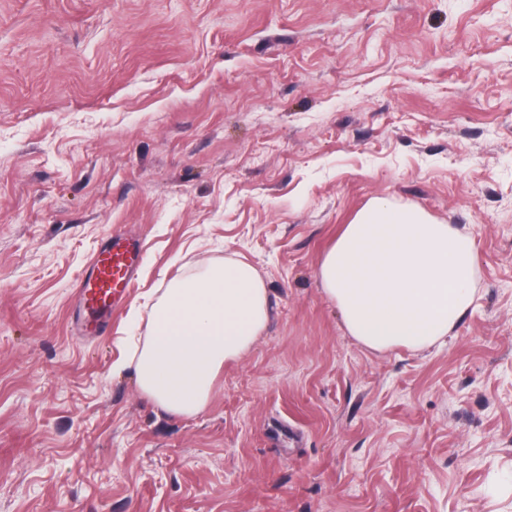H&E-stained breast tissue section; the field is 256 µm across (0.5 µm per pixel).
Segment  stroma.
I'll list each match as a JSON object with an SVG mask.
<instances>
[{
  "instance_id": "1",
  "label": "stroma",
  "mask_w": 512,
  "mask_h": 512,
  "mask_svg": "<svg viewBox=\"0 0 512 512\" xmlns=\"http://www.w3.org/2000/svg\"><path fill=\"white\" fill-rule=\"evenodd\" d=\"M376 198L474 239L444 344L368 350L322 290ZM123 228L138 277L73 336ZM227 257L269 327L170 416L128 320ZM0 512H512V0H0ZM142 242L129 231H112L76 287L80 336L112 326V308L123 299L134 275Z\"/></svg>"
}]
</instances>
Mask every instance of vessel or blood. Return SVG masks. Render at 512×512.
<instances>
[{
    "instance_id": "vessel-or-blood-1",
    "label": "vessel or blood",
    "mask_w": 512,
    "mask_h": 512,
    "mask_svg": "<svg viewBox=\"0 0 512 512\" xmlns=\"http://www.w3.org/2000/svg\"><path fill=\"white\" fill-rule=\"evenodd\" d=\"M142 242L128 231H112L76 287L77 331L87 336L107 329L112 309L123 299L137 269Z\"/></svg>"
}]
</instances>
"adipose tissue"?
Instances as JSON below:
<instances>
[{"mask_svg": "<svg viewBox=\"0 0 512 512\" xmlns=\"http://www.w3.org/2000/svg\"><path fill=\"white\" fill-rule=\"evenodd\" d=\"M471 236L423 210L369 201L346 224L317 271L349 336L368 349L435 345L474 301ZM266 284L250 263L225 258L170 281L150 310L144 336L129 341L119 368H132L160 409L194 417L208 406L226 362L246 355L267 330Z\"/></svg>", "mask_w": 512, "mask_h": 512, "instance_id": "1", "label": "adipose tissue"}]
</instances>
